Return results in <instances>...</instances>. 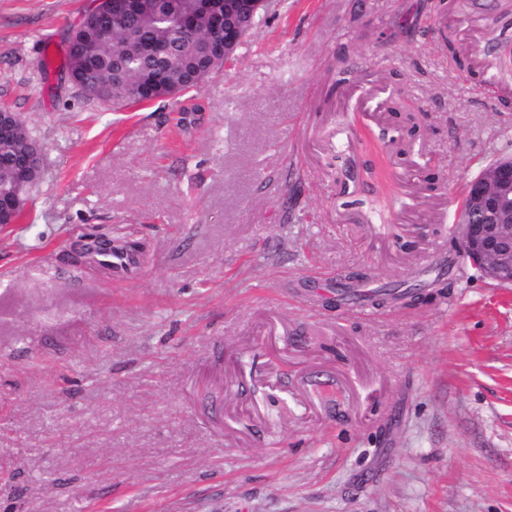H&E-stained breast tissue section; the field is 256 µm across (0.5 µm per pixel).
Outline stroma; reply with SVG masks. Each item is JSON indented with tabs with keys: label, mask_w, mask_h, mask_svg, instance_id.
Here are the masks:
<instances>
[{
	"label": "stroma",
	"mask_w": 512,
	"mask_h": 512,
	"mask_svg": "<svg viewBox=\"0 0 512 512\" xmlns=\"http://www.w3.org/2000/svg\"><path fill=\"white\" fill-rule=\"evenodd\" d=\"M436 3L278 0L183 114L73 84L93 0H0V105L44 149L0 228V512H512V287L454 233L512 155V0ZM380 161L381 216L346 176ZM116 226L134 276L73 260ZM357 271L446 290L326 307Z\"/></svg>",
	"instance_id": "obj_1"
}]
</instances>
